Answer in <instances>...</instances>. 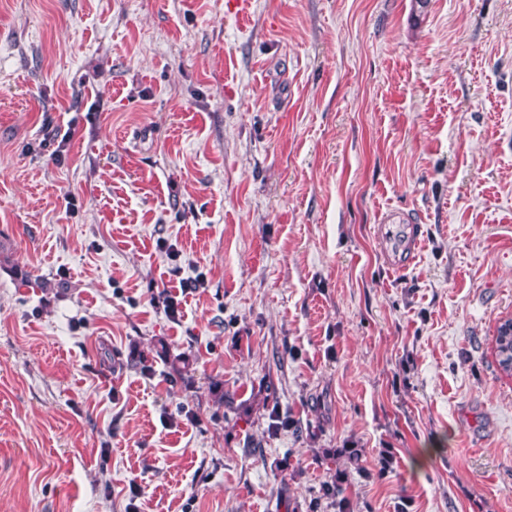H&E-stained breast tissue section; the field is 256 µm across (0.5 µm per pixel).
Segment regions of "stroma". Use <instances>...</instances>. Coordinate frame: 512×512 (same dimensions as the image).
I'll use <instances>...</instances> for the list:
<instances>
[{
  "mask_svg": "<svg viewBox=\"0 0 512 512\" xmlns=\"http://www.w3.org/2000/svg\"><path fill=\"white\" fill-rule=\"evenodd\" d=\"M506 318L512 0H0V512H512ZM382 237L386 243V253L396 254L397 260L392 264L403 269L413 263L421 244V232L416 224H402L394 227L390 224L382 226ZM511 323V333L506 334L505 328ZM495 357L499 370L512 377V318L504 320L496 329ZM328 480L323 482L320 491L321 497L331 499L336 507V512H353L352 502L347 495V484L349 473L346 468L337 467L332 470L328 468Z\"/></svg>",
  "mask_w": 512,
  "mask_h": 512,
  "instance_id": "1",
  "label": "stroma"
}]
</instances>
